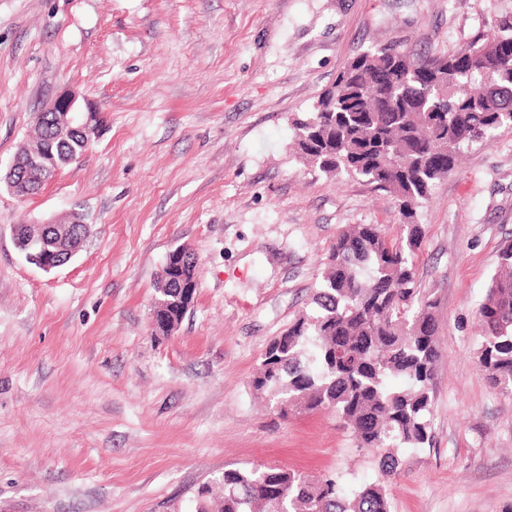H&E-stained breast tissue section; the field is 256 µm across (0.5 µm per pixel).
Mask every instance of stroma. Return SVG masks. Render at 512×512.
<instances>
[{
  "label": "stroma",
  "instance_id": "stroma-1",
  "mask_svg": "<svg viewBox=\"0 0 512 512\" xmlns=\"http://www.w3.org/2000/svg\"><path fill=\"white\" fill-rule=\"evenodd\" d=\"M512 0H0V175L35 113L75 91L105 125L38 196L0 188V512H193L225 466L378 482L335 413L280 416L253 390L337 233L397 226L393 196L291 150L355 56L444 54L494 36ZM81 206L93 234L44 272L12 228ZM419 288L436 298L429 448L399 451L392 512H512V399L488 384L477 313L512 240V127L466 148L418 210ZM197 294L155 333L168 253Z\"/></svg>",
  "mask_w": 512,
  "mask_h": 512
}]
</instances>
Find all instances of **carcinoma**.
Here are the masks:
<instances>
[{
	"label": "carcinoma",
	"mask_w": 512,
	"mask_h": 512,
	"mask_svg": "<svg viewBox=\"0 0 512 512\" xmlns=\"http://www.w3.org/2000/svg\"><path fill=\"white\" fill-rule=\"evenodd\" d=\"M497 35L458 51L415 58L393 47L348 61L304 117L292 119L299 158L323 174L356 177L391 194L403 222L396 234L380 224H350L336 237L311 303L273 338L252 380L279 414L330 409L357 441L379 452L382 476L398 474L396 448L432 441V393L439 350L437 302L417 285L415 260L425 236L416 209L459 163L462 150L492 141L512 126V13L496 19ZM49 169L86 150L80 133L59 136L51 116L33 126ZM23 172L3 185L22 195L42 181ZM63 244L76 252L90 225L64 224ZM196 264L158 281L167 306L184 300ZM479 360L490 386L512 396V241L479 307ZM399 380L401 384L394 385ZM198 489L195 512H391L386 485L351 490L335 474L305 477L281 466L224 470Z\"/></svg>",
	"instance_id": "carcinoma-1"
}]
</instances>
